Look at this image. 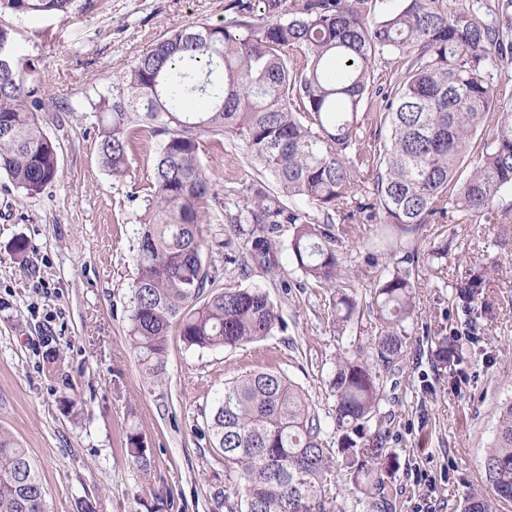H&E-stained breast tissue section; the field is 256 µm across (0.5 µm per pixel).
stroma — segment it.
Here are the masks:
<instances>
[{"mask_svg": "<svg viewBox=\"0 0 512 512\" xmlns=\"http://www.w3.org/2000/svg\"><path fill=\"white\" fill-rule=\"evenodd\" d=\"M231 0H94L68 18L6 16L37 74L66 112L42 113L58 147L60 176L38 196L0 175V429L26 448L46 489L48 512H77L82 499L103 512H226L224 459L211 446L207 421L227 379L280 366L331 421L329 381L339 346H366L368 317L338 335L329 292L306 280L282 251L283 272L241 276L238 243H226L224 194L254 174L241 148H207L213 192L206 204L204 261L209 291L261 286L278 305L276 336L224 351L186 347L171 333L162 382L146 378L126 339L130 288L136 276L138 219L153 176V143L140 146L127 177L114 181L98 162L100 118L88 99L110 88L165 33L234 15ZM377 228L367 223L346 248L347 282L365 294L385 273L365 255ZM29 243L13 254L16 238ZM448 243L442 279L415 278L416 316L406 362L390 375L388 446L399 458L389 480L392 512H459L466 494L488 493L483 458L501 402L512 398V224H429L419 244ZM490 270L482 345L491 363L474 362L461 383L432 366L439 333L460 330L452 286L466 270ZM53 341L62 361L48 364ZM76 400L66 414L62 397ZM142 435L149 469L126 452ZM432 476L434 485L424 484Z\"/></svg>", "mask_w": 512, "mask_h": 512, "instance_id": "stroma-1", "label": "stroma"}]
</instances>
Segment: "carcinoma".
Wrapping results in <instances>:
<instances>
[{"instance_id":"carcinoma-1","label":"carcinoma","mask_w":512,"mask_h":512,"mask_svg":"<svg viewBox=\"0 0 512 512\" xmlns=\"http://www.w3.org/2000/svg\"><path fill=\"white\" fill-rule=\"evenodd\" d=\"M234 0L236 17L164 35L96 94L102 118L98 154L116 181L127 176L141 141L156 139L153 181L138 229L136 277L126 336L145 373L165 371L168 336L190 348L235 350L282 330L277 306L261 287L204 296L208 271L203 224L213 183L202 162L204 141L241 142L256 176L224 196V232L243 241L242 275L281 273L278 233L295 226L289 248L305 278L333 289L332 323L342 336L368 315V347H341L329 381L337 447L308 394L288 374L262 368L224 382L208 424L224 457L228 512H345L339 500L385 509L397 458L387 446L392 417L387 375L404 359L416 301L414 272L438 276L448 241L423 252L427 224L492 219L512 223V87L495 72L512 63V0ZM91 0H0V13L67 17ZM10 65L0 70V174L28 197L58 179L57 145L39 113L50 97L0 25ZM404 68L376 76L388 57ZM374 113L383 138L365 137L358 112ZM380 225L371 264L392 269L368 305L343 284L339 245L360 224ZM487 272L470 270L453 285L458 318L476 333ZM438 368L460 377L472 348L442 336ZM127 452L149 465L142 436ZM493 498L471 493L460 512H495L512 501V400L499 407L483 462ZM344 482L332 480L333 470ZM0 512H47L46 491L25 451L0 431Z\"/></svg>"}]
</instances>
